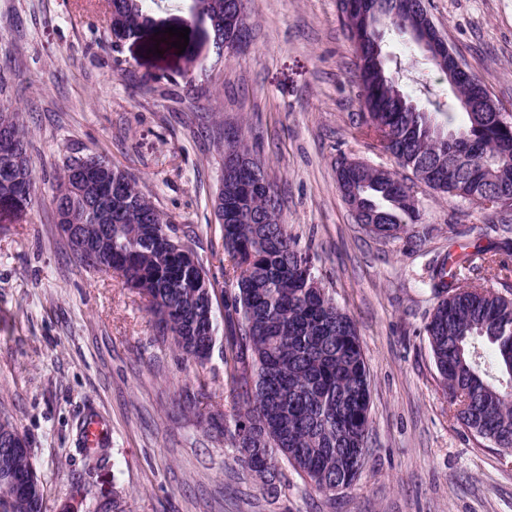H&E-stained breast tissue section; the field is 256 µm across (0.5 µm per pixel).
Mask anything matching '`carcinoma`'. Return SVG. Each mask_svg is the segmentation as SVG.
<instances>
[{
    "mask_svg": "<svg viewBox=\"0 0 512 512\" xmlns=\"http://www.w3.org/2000/svg\"><path fill=\"white\" fill-rule=\"evenodd\" d=\"M152 0H111L113 35L138 29ZM345 30L378 13L402 35L420 23L410 0H354ZM362 112L359 125L386 131L381 141L395 163L452 198L475 202L512 196V123L501 124L480 82L455 89L447 111L423 112L386 64L381 36L369 34L357 52ZM29 133L17 112L0 110V213L18 215L35 203ZM224 154L244 162L224 174V254L240 270L224 292L227 380L237 411L217 427L237 460L264 475L267 459L284 458L317 492L333 493L358 479L365 462L370 379L353 320L322 288L310 256L288 225L267 209L269 180L259 182L248 145L225 139ZM100 208L105 230L64 170L54 201L96 241V260L76 261L94 272L112 271L137 290L157 335L184 357L202 361L214 347V282L188 232L178 235L136 180L104 156ZM338 188L359 195L356 221L403 229L417 209L393 173L367 164L336 170ZM502 280L512 269L478 249L455 269L441 261L432 287L441 299L425 326L430 350L457 418L483 440L512 451V297L471 283L476 269ZM18 432L0 420V512H40L44 495L31 456L5 454Z\"/></svg>",
    "mask_w": 512,
    "mask_h": 512,
    "instance_id": "cac0c4a2",
    "label": "carcinoma"
}]
</instances>
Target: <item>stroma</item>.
<instances>
[{"mask_svg": "<svg viewBox=\"0 0 512 512\" xmlns=\"http://www.w3.org/2000/svg\"><path fill=\"white\" fill-rule=\"evenodd\" d=\"M193 0H160L121 41L107 0H0V109L20 113L31 139L34 207L0 230V416L25 437L47 512H512V454L456 418L424 331L439 296L434 261L480 247L512 266V233L496 216L424 184L416 223L393 237L357 224L336 184L341 161L396 171L362 134L355 49L338 0H247L250 36L217 52ZM449 48L512 113V0H426ZM188 29L189 49L166 46ZM161 54H154L156 42ZM401 84L430 112L447 101L442 72L406 55ZM236 134L285 203L283 221L318 280L354 320L371 380L366 466L350 487L315 492L287 460L269 497L207 425L232 418L226 328L204 362L157 336L143 299L118 278L81 267L57 227L54 175L65 156L96 152L131 173L220 288L224 255L214 198L224 138ZM190 404L179 412L177 402ZM112 430L108 455L83 445L84 420Z\"/></svg>", "mask_w": 512, "mask_h": 512, "instance_id": "stroma-1", "label": "stroma"}]
</instances>
